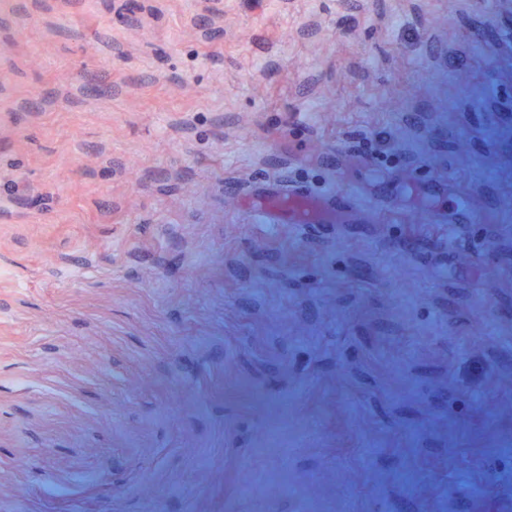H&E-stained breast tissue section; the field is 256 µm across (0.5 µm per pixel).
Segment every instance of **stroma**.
Wrapping results in <instances>:
<instances>
[{
  "label": "stroma",
  "instance_id": "35a3bbf8",
  "mask_svg": "<svg viewBox=\"0 0 512 512\" xmlns=\"http://www.w3.org/2000/svg\"><path fill=\"white\" fill-rule=\"evenodd\" d=\"M409 185L512 236V0H0V512H512V387L424 376L512 327ZM250 194L247 214L263 224H343L340 222L353 215H358L356 217L361 221L373 216L370 207H359L356 198L341 188L315 191L303 186L277 184L272 188L251 190ZM470 288H448V326L468 321L473 315ZM448 390L451 391L449 404L471 406L480 409L482 389L471 383L467 378L461 380H448ZM473 398L474 401H473Z\"/></svg>",
  "mask_w": 512,
  "mask_h": 512
}]
</instances>
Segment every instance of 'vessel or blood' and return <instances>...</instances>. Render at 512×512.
Returning <instances> with one entry per match:
<instances>
[{
  "label": "vessel or blood",
  "mask_w": 512,
  "mask_h": 512,
  "mask_svg": "<svg viewBox=\"0 0 512 512\" xmlns=\"http://www.w3.org/2000/svg\"><path fill=\"white\" fill-rule=\"evenodd\" d=\"M249 216L266 224H337L360 214L371 219L372 210H361L347 190L315 191L303 186L279 184L257 188L250 195Z\"/></svg>",
  "instance_id": "obj_1"
}]
</instances>
